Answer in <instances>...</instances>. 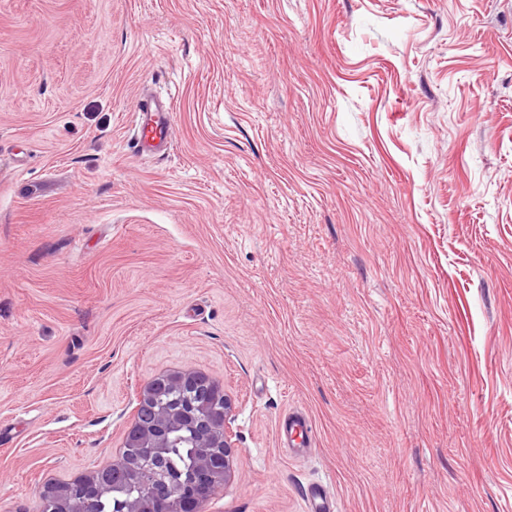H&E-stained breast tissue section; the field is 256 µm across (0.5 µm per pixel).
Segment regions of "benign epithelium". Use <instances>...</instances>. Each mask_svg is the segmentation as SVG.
<instances>
[{
	"mask_svg": "<svg viewBox=\"0 0 512 512\" xmlns=\"http://www.w3.org/2000/svg\"><path fill=\"white\" fill-rule=\"evenodd\" d=\"M175 388L189 389L195 397L191 411L180 417L159 407L162 396ZM138 406L145 412L134 416L108 466L71 481L47 484L40 498L54 500L56 512H92L91 500L77 497L78 491L88 495L129 488L136 496L125 512H200L201 506L232 480L234 472L232 403L224 386L195 369L172 370L141 389ZM181 426L199 433L200 455L186 481L159 490L151 484L143 462L162 456L169 434Z\"/></svg>",
	"mask_w": 512,
	"mask_h": 512,
	"instance_id": "benign-epithelium-1",
	"label": "benign epithelium"
}]
</instances>
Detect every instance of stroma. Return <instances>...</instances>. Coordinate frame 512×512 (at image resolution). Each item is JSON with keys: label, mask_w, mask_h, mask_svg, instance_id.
<instances>
[{"label": "stroma", "mask_w": 512, "mask_h": 512, "mask_svg": "<svg viewBox=\"0 0 512 512\" xmlns=\"http://www.w3.org/2000/svg\"><path fill=\"white\" fill-rule=\"evenodd\" d=\"M184 367L203 512H512V0H0V512ZM131 144L138 155L164 153L171 140L173 105L171 98L142 95L133 110ZM283 433L288 440V448L296 454L306 451L311 445V438L308 434V424L300 413H292L285 421Z\"/></svg>", "instance_id": "stroma-1"}]
</instances>
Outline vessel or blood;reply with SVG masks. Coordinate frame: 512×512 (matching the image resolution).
<instances>
[{
	"mask_svg": "<svg viewBox=\"0 0 512 512\" xmlns=\"http://www.w3.org/2000/svg\"><path fill=\"white\" fill-rule=\"evenodd\" d=\"M173 105L170 99L140 96L133 113L131 144L139 155L160 154L167 150L172 133ZM283 433L292 452L300 454L311 445L308 424L302 414H290Z\"/></svg>",
	"mask_w": 512,
	"mask_h": 512,
	"instance_id": "vessel-or-blood-1",
	"label": "vessel or blood"
}]
</instances>
